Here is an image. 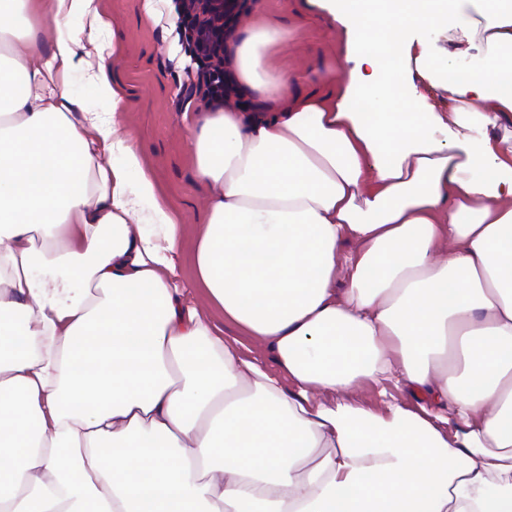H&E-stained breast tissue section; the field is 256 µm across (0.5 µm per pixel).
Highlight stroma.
Here are the masks:
<instances>
[{
  "mask_svg": "<svg viewBox=\"0 0 512 512\" xmlns=\"http://www.w3.org/2000/svg\"><path fill=\"white\" fill-rule=\"evenodd\" d=\"M106 23L94 45L76 58L69 90L77 106L96 105L92 85L83 72L105 65L123 90L117 123L131 135L142 168L158 196L182 226L183 274L194 275L197 240L207 219L210 190L196 176L193 132L184 113L204 112L200 96H189L187 85L197 63L186 41L175 0H99ZM154 16H147V7ZM264 12L281 29L282 38L268 56L269 64L295 75L302 90L327 93L346 85L350 69L329 12L307 0H245L235 29L243 31L256 12ZM229 340L242 341L248 357L273 367L270 354L236 326L225 323L220 308L209 305L202 292L187 296Z\"/></svg>",
  "mask_w": 512,
  "mask_h": 512,
  "instance_id": "35a3bbf8",
  "label": "stroma"
}]
</instances>
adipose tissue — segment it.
<instances>
[{
  "label": "adipose tissue",
  "mask_w": 512,
  "mask_h": 512,
  "mask_svg": "<svg viewBox=\"0 0 512 512\" xmlns=\"http://www.w3.org/2000/svg\"><path fill=\"white\" fill-rule=\"evenodd\" d=\"M322 3L353 64L338 96L268 66L259 14L236 69L265 113L188 119L211 198L187 281L104 68L99 108L71 110L67 23L97 33L96 0H55L48 52L39 0H0V512H512V0ZM364 380L383 412L350 399ZM427 40L435 47H446L448 48V55H452V59L456 66L461 70L472 69L478 65V60L472 54L458 53L459 50H463L468 47L466 43H459L452 41L448 38L445 40L444 36L436 31H429L425 33ZM187 301L191 305L197 304L202 310H204L213 325L218 328L224 329V338L229 340L241 341L247 349H243V353L248 357H257L268 369L275 370L276 366L271 359L270 354L257 344L251 336H245V333L236 326L224 322V312L218 308L209 305L206 297L202 294V290L199 289L197 292H190L187 296Z\"/></svg>",
  "instance_id": "adipose-tissue-1"
}]
</instances>
